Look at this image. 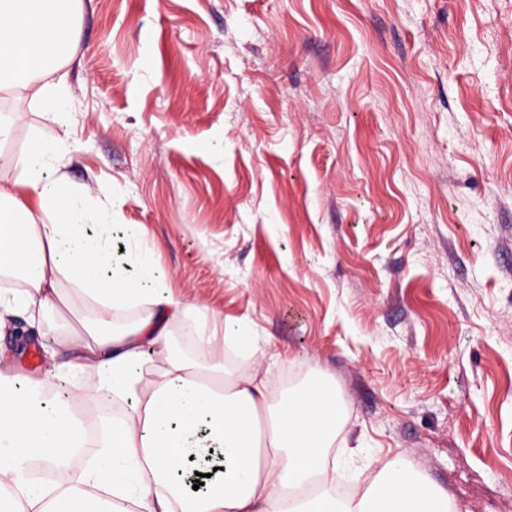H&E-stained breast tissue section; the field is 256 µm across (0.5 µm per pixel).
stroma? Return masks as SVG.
<instances>
[{
  "label": "stroma",
  "instance_id": "35a3bbf8",
  "mask_svg": "<svg viewBox=\"0 0 512 512\" xmlns=\"http://www.w3.org/2000/svg\"><path fill=\"white\" fill-rule=\"evenodd\" d=\"M73 187L180 300L332 377L336 452L401 457L455 512H512V0H84ZM42 377L59 328L18 338Z\"/></svg>",
  "mask_w": 512,
  "mask_h": 512
}]
</instances>
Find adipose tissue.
Returning a JSON list of instances; mask_svg holds the SVG:
<instances>
[{"instance_id": "obj_1", "label": "adipose tissue", "mask_w": 512, "mask_h": 512, "mask_svg": "<svg viewBox=\"0 0 512 512\" xmlns=\"http://www.w3.org/2000/svg\"><path fill=\"white\" fill-rule=\"evenodd\" d=\"M82 0H0V91L28 90L44 109L69 95L62 62L77 37ZM59 144L33 136L0 177V329L17 311L32 323H59L91 381L75 382L73 401L34 395L37 379L19 381L0 356V512H452L448 496L401 459H392L350 495L336 494L338 459L330 450L344 407L335 383L311 378L275 394L259 340L238 325L210 329L207 308L171 293L167 273L123 231L132 246L112 260L115 225L107 207L90 208L72 188ZM87 309L79 323L71 318ZM134 318L123 324V312ZM190 315L207 360L174 350L173 322ZM235 344L250 360L224 363ZM111 399L122 408L90 433L82 407ZM101 454L78 476L77 449ZM220 469L201 490L184 478Z\"/></svg>"}]
</instances>
